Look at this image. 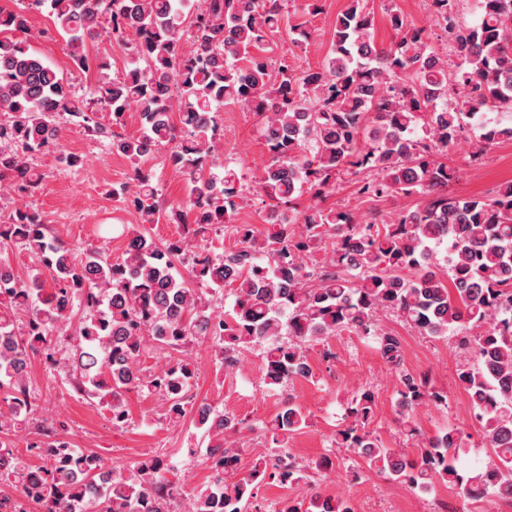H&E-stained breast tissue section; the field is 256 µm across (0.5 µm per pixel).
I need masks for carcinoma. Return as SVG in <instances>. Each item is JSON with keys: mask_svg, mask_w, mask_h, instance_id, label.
<instances>
[{"mask_svg": "<svg viewBox=\"0 0 512 512\" xmlns=\"http://www.w3.org/2000/svg\"><path fill=\"white\" fill-rule=\"evenodd\" d=\"M287 0H22L0 8V187L32 197L42 175L34 154L61 147V120L75 121L98 142L124 156L132 174L112 189L114 199L136 210L143 222L161 216L182 225L176 239L158 245L139 228H125L124 258L112 262L98 250H82L50 234L41 215L14 209L0 219V429L27 422L35 397L27 377L32 353L40 352L73 391L110 408L112 423H128L126 395H160L165 416L177 422L190 404L197 368L171 359L150 374L141 368L148 343L179 350L209 337L226 368L240 350L264 345L262 380L285 388L313 376L305 346L343 332L375 336L386 364L399 370L400 427L414 434L413 414L439 405L446 394L428 376L402 369V338L383 330L388 312L421 335L459 337L472 362L459 369L485 445L493 454L486 469L465 478L457 458L466 452L454 427L425 440L415 457L388 448L364 424L374 394L364 391L347 407L353 422L336 431L333 443L357 455L366 469L421 492L453 485L479 501L487 495L512 500V180L493 196L448 193L453 168L448 152L459 137L478 131L479 160L489 149L512 141V0H479L481 17L466 23L454 0H430L441 19L448 52L439 53L432 34L400 13L390 14L388 45L374 38V16L365 0H350L336 15L334 40L322 66L295 73L288 55H268ZM47 13L74 66L104 70L87 44L127 37L134 59L120 77L103 74L90 97L16 38L30 31V17ZM237 102L262 120L270 164L256 193L270 201L259 237L250 224L236 223L248 201L235 171H207L216 142L217 113ZM140 127L117 136L112 127L129 108ZM178 113L179 125L171 122ZM110 113L111 122L99 120ZM166 148L165 160L187 176V223L180 209H167L159 188L141 169L151 150ZM294 169L285 180L281 168ZM361 198L417 196L420 207L389 220H363L349 209L325 208L323 198L342 179ZM313 202L291 207L302 193ZM222 226L238 248L216 255L203 245ZM336 243L321 264L309 259ZM446 245L443 262L433 247ZM28 255L52 273L53 286L39 277L22 281L9 253ZM187 263L203 285L234 296L232 312L209 314L202 293L175 272L173 259ZM78 325L71 326L73 309ZM195 423L210 437L206 460L210 484L191 499L170 478L159 454L108 468L100 456L73 447L65 425H40L36 445L53 463L33 467L0 438V481L15 493L0 494V512H245L253 488L270 480L283 486L309 483L307 467L285 451L307 426L293 400L262 423L263 436L282 449L256 459L239 475L238 449L226 435L240 437L255 426L202 404ZM272 512H354L349 500L318 493L285 498Z\"/></svg>", "mask_w": 512, "mask_h": 512, "instance_id": "1", "label": "carcinoma"}]
</instances>
